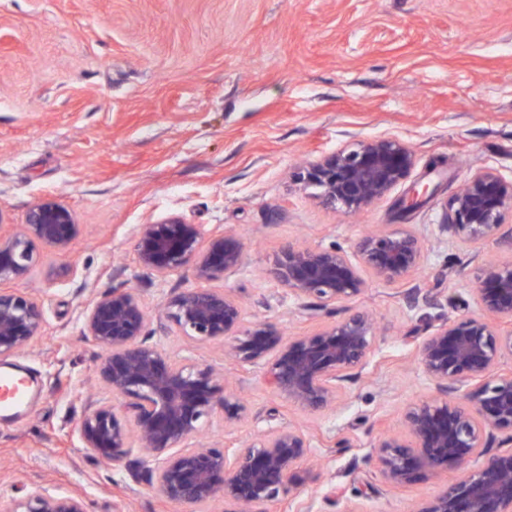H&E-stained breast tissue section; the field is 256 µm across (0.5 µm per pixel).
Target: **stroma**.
<instances>
[{"mask_svg":"<svg viewBox=\"0 0 512 512\" xmlns=\"http://www.w3.org/2000/svg\"><path fill=\"white\" fill-rule=\"evenodd\" d=\"M374 137L412 150L407 183L431 175L432 199L398 214L401 184L348 215L291 177L300 161ZM483 169L512 180V0H0V220L23 223L54 198L81 226L67 251L36 244L20 283L35 289L45 332L12 359L37 385L0 417V498L40 487L81 496L87 512H224L160 498L124 463L88 455L77 432L98 355L82 328L94 297L134 288L152 309L197 285L190 269L160 278L135 259L136 226L176 215L247 238L241 269L211 286L232 290L248 320L312 334L354 307L378 321L361 377L319 414L273 393L261 368H230L254 412L235 437L303 431L322 462L317 480L300 465L315 512H417L457 470L390 485L373 448L435 393L414 359L409 333L428 330L409 289H438L446 317L475 314L479 267L512 262L511 249L445 226V202ZM400 226L422 241L420 267L395 284L364 273L335 314L301 312L273 275L288 245L353 257L368 231Z\"/></svg>","mask_w":512,"mask_h":512,"instance_id":"stroma-1","label":"stroma"}]
</instances>
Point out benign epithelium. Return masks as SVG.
I'll return each instance as SVG.
<instances>
[{
	"instance_id": "obj_1",
	"label": "benign epithelium",
	"mask_w": 512,
	"mask_h": 512,
	"mask_svg": "<svg viewBox=\"0 0 512 512\" xmlns=\"http://www.w3.org/2000/svg\"><path fill=\"white\" fill-rule=\"evenodd\" d=\"M414 156L400 140H359L304 167L297 177L318 189L321 201L358 212L403 183ZM435 194L415 182L397 207L409 212ZM447 222L477 243L498 236L502 217L512 212V181L491 170L473 173L447 200ZM72 210L55 199L34 203L25 223L0 231V356L18 355L43 337L44 314L28 290L14 289L35 263V243L65 251L79 235ZM138 265L164 277L185 267L199 282L224 278L244 263L246 242L233 230L205 232L177 216L141 224L135 234ZM360 262L336 246H290L275 276L302 311H336L365 288L361 267L394 284L422 262L418 235L406 228L371 232L358 244ZM478 314H463L421 337L416 360L434 382L436 394L408 406L405 434L382 438L375 447L384 480L404 486L463 469L432 504L420 512H512V372L500 370L512 355V262L481 268L475 288ZM175 329L194 347L217 344L239 367L263 366L272 389L310 412L336 404L341 384L354 378L371 351L376 324L366 312L342 317L318 333L288 336L266 320H246L229 290L186 288L150 317L133 288L113 287L92 302L85 336L100 350L93 372L107 394L87 401L79 437L90 455L129 459L137 481L163 499L197 506L222 501L228 512H257L281 499L296 512H313L300 497L298 465L310 441L294 428H270L239 446L229 438L218 448L201 440L216 415L224 426L248 419L250 406L227 390L223 371L188 358L173 359L153 341L152 324ZM474 385L472 407L455 396L458 385ZM480 459L473 469L465 468ZM4 512H86L78 495H56L35 487L10 499Z\"/></svg>"
}]
</instances>
